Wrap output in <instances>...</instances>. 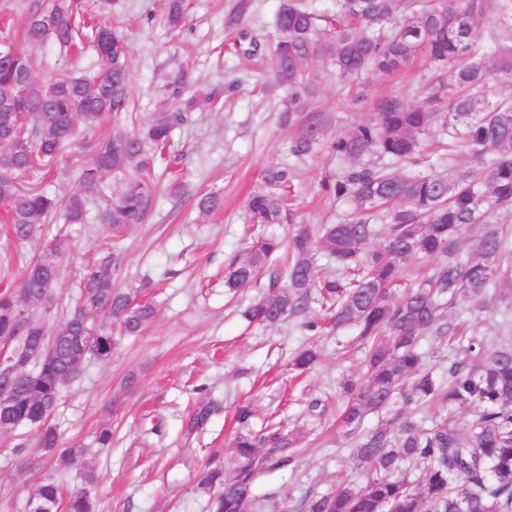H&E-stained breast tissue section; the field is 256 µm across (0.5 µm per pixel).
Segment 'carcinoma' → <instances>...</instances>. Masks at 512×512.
<instances>
[{
    "instance_id": "cac0c4a2",
    "label": "carcinoma",
    "mask_w": 512,
    "mask_h": 512,
    "mask_svg": "<svg viewBox=\"0 0 512 512\" xmlns=\"http://www.w3.org/2000/svg\"><path fill=\"white\" fill-rule=\"evenodd\" d=\"M251 0H236L224 27L239 28ZM184 0H168L165 24L179 29L185 21ZM481 0H336L335 35L325 45L343 76L366 69L390 73L424 53L430 62L450 68V81H439L427 96V108L408 107L398 97L381 101L371 117L348 135L327 142L329 151L346 164L322 189L352 198L359 216L340 224H323L314 235L297 231L290 244L286 285L278 277L250 302L243 317L273 327L319 305L327 325L353 327L365 341L363 379H347L342 423L354 443L357 466L364 472L358 486L340 483L325 494L309 491L286 512H512V336H459L446 315L450 306L470 310L486 307L488 289L512 300V230L490 220L498 210L512 209V99L485 98L490 74L512 84V45L502 48L490 71L476 57L475 30ZM318 20L301 0H281L276 15L278 38L272 49L276 80L299 96L302 61ZM498 32L512 35V0H503ZM25 40L32 47L51 43L80 55L90 41L103 64L88 75L63 68L42 80L27 50L0 59V203L8 208L11 234L18 242L32 239L38 226L65 210L70 224L84 221L86 203L99 193L103 178L128 174L126 182L102 214L104 230L114 238L143 222L156 192L154 151L163 147L173 127L187 121L178 108L161 112L143 131L118 130L94 145L90 165L80 169L66 200L28 178L38 167L55 162L79 130L91 132L108 117L128 110L130 72L126 34L98 20L91 26L77 18L72 0H50L27 14ZM284 120L296 126L290 153L305 157L326 136L321 112H303ZM448 128L453 142L468 150L470 169L448 173H406L388 164L416 166L421 139L430 127ZM294 170L286 164L268 167L264 186L251 194L246 209L259 224H278L283 191L291 187ZM384 208L390 224L379 230L373 213ZM479 229L474 255L457 258L464 234ZM382 244L370 249L378 235ZM274 233L259 236L257 245L224 270V284L238 291L255 283L282 248ZM63 242L30 261L15 287L0 292V337L31 363L21 369L11 389L10 415L16 425L36 429L52 474L32 491L26 512L62 505L67 512H95L93 490L98 477L83 461V449L66 446L54 425L63 387L79 380L89 360L112 359L119 336H137L154 320L156 308L137 300L131 288H116L122 256L114 251L86 268L81 304L55 329L42 324L53 338L55 352L32 358L35 341L21 311H38L54 303L58 277L44 262L60 257ZM326 255L339 275L320 277L316 257ZM442 262L425 279L393 296L403 264L417 257ZM103 313L110 323L93 325ZM451 336L463 345L464 357L439 372L426 367L421 340ZM320 359L314 344L295 353L289 366L300 372ZM438 402L471 412L462 421L412 419L407 410ZM215 412L198 404L187 427L203 428ZM383 413L366 430L368 415ZM247 405L237 409L236 435L230 446L236 458L231 476L224 474L219 452L210 453L201 484L210 491L208 512H248L255 500L258 476L292 466L302 432L267 422L255 429ZM420 468L412 476L411 466ZM76 471L79 483L69 491L58 471Z\"/></svg>"
}]
</instances>
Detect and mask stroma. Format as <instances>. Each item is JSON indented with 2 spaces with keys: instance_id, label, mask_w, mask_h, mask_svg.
<instances>
[{
  "instance_id": "35a3bbf8",
  "label": "stroma",
  "mask_w": 512,
  "mask_h": 512,
  "mask_svg": "<svg viewBox=\"0 0 512 512\" xmlns=\"http://www.w3.org/2000/svg\"><path fill=\"white\" fill-rule=\"evenodd\" d=\"M235 0H188V20L179 31L159 23L165 0H77L79 9L107 12L126 28L132 75L131 106L118 121L95 131L145 126L173 102L178 76H185L183 99L193 100L188 121L176 128L158 169L180 174L183 192L158 193L142 224L134 226L122 247V285L140 288L157 307L155 321L138 336L123 337L112 359L90 361L82 378L64 389L51 422L65 444L83 445L86 462L99 481L94 489L96 512H206L208 496L199 485L210 451L221 450L225 470L234 461L227 443L239 404L251 403L255 425L273 419L296 423L307 399L335 396L340 381L357 379L363 351L354 329L310 337L297 320L275 327L248 324L242 312L268 287L267 282L232 296L224 289V268L250 246L248 195L260 188L265 169L285 163L297 173L292 210L270 230L291 238L297 227L316 228L352 217L351 200L322 191L323 177L342 165L325 150L297 159L290 153L295 129L284 124L288 91L271 75L268 52L252 60L238 54L224 16ZM329 35L316 28L303 69L313 79L299 111L325 113L327 134L344 136L386 97L410 106L426 103V89L437 72L418 58L396 74L368 72L341 79L331 57L322 50ZM90 149L68 150L42 186L62 197L71 190L78 170L90 163ZM124 180L107 175L99 197L86 205L81 224L40 225L37 236L20 245L0 223V286L16 284L26 264L57 240H64L62 271L55 286L57 307L48 315L57 326L80 295L84 268L94 262L103 243L98 220L100 203ZM219 193V210L202 213L196 194ZM450 322H466L479 333L512 336V309L495 302L470 315L452 308ZM322 351L320 363L303 377L288 369L294 353L308 341ZM137 372L135 390L122 392L128 372ZM212 400L221 410L204 431L186 434L185 420L195 402ZM112 427V445L95 442L102 425ZM159 432H152V425ZM308 436L293 468L261 476L255 485L257 506L271 512L299 501L308 490L326 492L344 481H362L335 408L308 421ZM20 456H13V448ZM43 450L33 428L19 427L0 436V512H24L27 499L46 476Z\"/></svg>"
}]
</instances>
